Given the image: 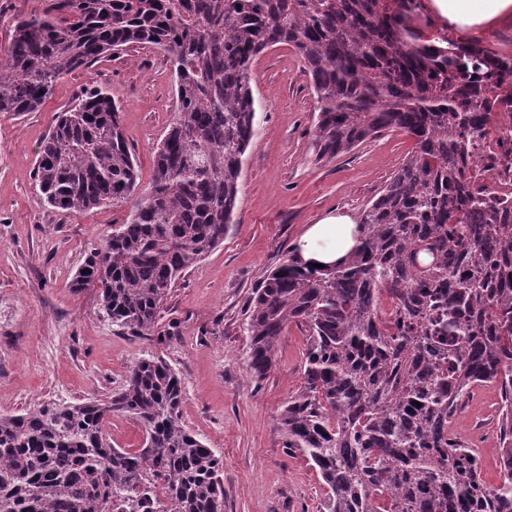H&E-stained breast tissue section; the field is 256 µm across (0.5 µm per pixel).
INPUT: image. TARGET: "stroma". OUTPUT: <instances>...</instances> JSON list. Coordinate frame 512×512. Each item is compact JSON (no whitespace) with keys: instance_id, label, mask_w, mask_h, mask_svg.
Listing matches in <instances>:
<instances>
[{"instance_id":"35a3bbf8","label":"stroma","mask_w":512,"mask_h":512,"mask_svg":"<svg viewBox=\"0 0 512 512\" xmlns=\"http://www.w3.org/2000/svg\"><path fill=\"white\" fill-rule=\"evenodd\" d=\"M261 130L243 159L241 186L222 244L173 288L148 334L132 335L103 313L96 289L72 280L129 205L69 212L45 204L35 186L42 141L84 88L120 106L142 185L175 111L171 62L135 46L58 79L33 112L0 114V414L42 402L105 399L130 367L153 354L184 381L183 425L224 463V512H321L324 489L301 455H286L275 416L301 386L304 339L289 328L263 380L247 373L245 327L252 290L285 260L303 228L326 213L361 215L413 139L391 131L330 162L316 161L315 99L304 64L287 46L263 51L250 69ZM494 392L475 394L453 430L477 448L486 483L500 479Z\"/></svg>"}]
</instances>
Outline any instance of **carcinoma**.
I'll return each mask as SVG.
<instances>
[{
  "label": "carcinoma",
  "mask_w": 512,
  "mask_h": 512,
  "mask_svg": "<svg viewBox=\"0 0 512 512\" xmlns=\"http://www.w3.org/2000/svg\"><path fill=\"white\" fill-rule=\"evenodd\" d=\"M418 0H48L17 20L0 62V113L32 112L56 79L134 44L170 54L176 108L150 186L99 87L59 113L41 147L44 201L82 211L134 201L73 287L99 289L112 323L154 328L172 288L224 241L242 159L260 131L255 57L286 45L315 97V160L384 131L414 150L362 212V244L312 269L294 255L252 292L248 374L273 367L291 326L306 341L301 389L281 407L291 455L318 472L324 512H512V203L468 176L480 127L512 113V55L420 42ZM184 382L144 357L107 400L0 414V512H109L127 491L156 512H224L223 463L179 413ZM498 397L500 480L481 478L455 418L475 388ZM143 431L114 448L112 417Z\"/></svg>",
  "instance_id": "obj_1"
}]
</instances>
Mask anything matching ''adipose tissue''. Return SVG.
<instances>
[{
	"mask_svg": "<svg viewBox=\"0 0 512 512\" xmlns=\"http://www.w3.org/2000/svg\"><path fill=\"white\" fill-rule=\"evenodd\" d=\"M429 10L462 38L511 20L512 0H431ZM360 243L351 214L336 212L307 225L294 248L306 265L330 267L344 262Z\"/></svg>",
	"mask_w": 512,
	"mask_h": 512,
	"instance_id": "1",
	"label": "adipose tissue"
}]
</instances>
